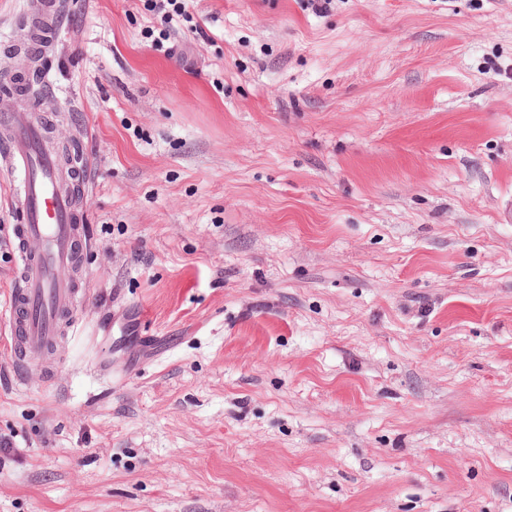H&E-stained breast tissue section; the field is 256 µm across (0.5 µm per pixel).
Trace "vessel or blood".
<instances>
[{
    "mask_svg": "<svg viewBox=\"0 0 512 512\" xmlns=\"http://www.w3.org/2000/svg\"><path fill=\"white\" fill-rule=\"evenodd\" d=\"M42 125L23 112L0 126V160L19 181L13 187L23 224L13 255L16 288L9 299L8 354L20 367L38 362L71 328L83 289L61 281L89 242L72 194L57 180V157L44 146Z\"/></svg>",
    "mask_w": 512,
    "mask_h": 512,
    "instance_id": "vessel-or-blood-1",
    "label": "vessel or blood"
}]
</instances>
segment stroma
I'll return each mask as SVG.
<instances>
[{"label": "stroma", "mask_w": 512, "mask_h": 512, "mask_svg": "<svg viewBox=\"0 0 512 512\" xmlns=\"http://www.w3.org/2000/svg\"><path fill=\"white\" fill-rule=\"evenodd\" d=\"M186 12L0 0V109L90 165L0 512H512V0Z\"/></svg>", "instance_id": "1"}]
</instances>
